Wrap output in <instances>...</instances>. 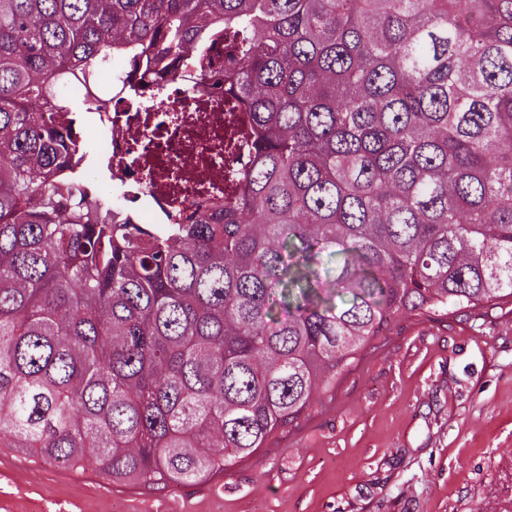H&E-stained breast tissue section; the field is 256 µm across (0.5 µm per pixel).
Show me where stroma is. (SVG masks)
<instances>
[{
    "label": "stroma",
    "mask_w": 512,
    "mask_h": 512,
    "mask_svg": "<svg viewBox=\"0 0 512 512\" xmlns=\"http://www.w3.org/2000/svg\"><path fill=\"white\" fill-rule=\"evenodd\" d=\"M0 512H512V311L403 318L217 479L149 489L0 448Z\"/></svg>",
    "instance_id": "stroma-1"
}]
</instances>
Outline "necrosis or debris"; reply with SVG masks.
I'll return each mask as SVG.
<instances>
[{"label": "necrosis or debris", "mask_w": 512, "mask_h": 512, "mask_svg": "<svg viewBox=\"0 0 512 512\" xmlns=\"http://www.w3.org/2000/svg\"><path fill=\"white\" fill-rule=\"evenodd\" d=\"M97 95L109 103L87 122L98 155L118 189L112 210H134L143 224H163L205 196H225V173L247 168L242 113L224 108L223 84L202 83L189 72L143 78L137 98L127 96L121 68Z\"/></svg>", "instance_id": "obj_1"}]
</instances>
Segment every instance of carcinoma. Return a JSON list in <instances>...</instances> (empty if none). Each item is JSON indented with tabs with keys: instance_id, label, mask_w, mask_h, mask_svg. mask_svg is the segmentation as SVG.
Listing matches in <instances>:
<instances>
[{
	"instance_id": "cac0c4a2",
	"label": "carcinoma",
	"mask_w": 512,
	"mask_h": 512,
	"mask_svg": "<svg viewBox=\"0 0 512 512\" xmlns=\"http://www.w3.org/2000/svg\"><path fill=\"white\" fill-rule=\"evenodd\" d=\"M218 37L240 191L114 215L70 135L100 66L204 78ZM502 304L512 0H0V448L207 480L403 317Z\"/></svg>"
}]
</instances>
